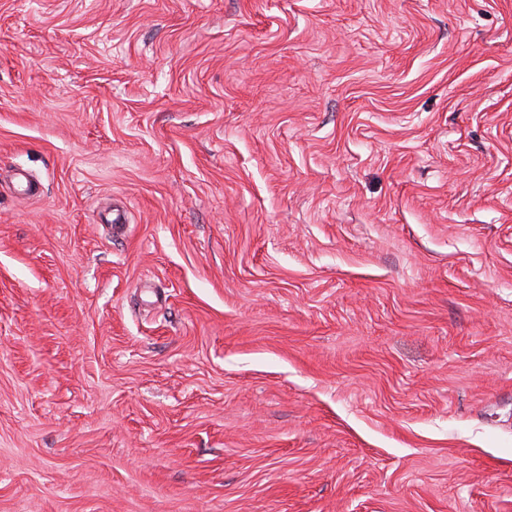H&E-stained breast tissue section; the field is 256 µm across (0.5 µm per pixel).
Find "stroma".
<instances>
[{
  "label": "stroma",
  "mask_w": 512,
  "mask_h": 512,
  "mask_svg": "<svg viewBox=\"0 0 512 512\" xmlns=\"http://www.w3.org/2000/svg\"><path fill=\"white\" fill-rule=\"evenodd\" d=\"M0 512H512V0H0Z\"/></svg>",
  "instance_id": "35a3bbf8"
}]
</instances>
